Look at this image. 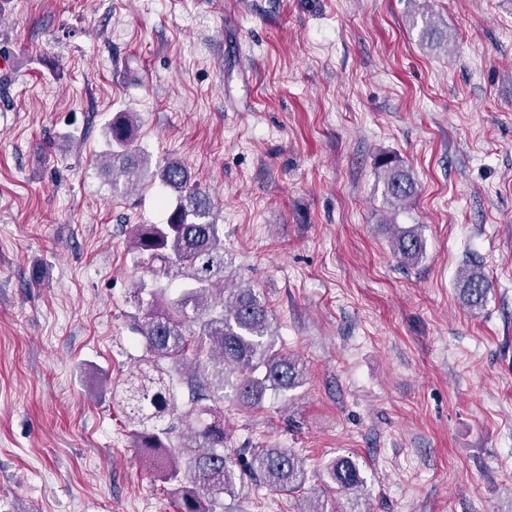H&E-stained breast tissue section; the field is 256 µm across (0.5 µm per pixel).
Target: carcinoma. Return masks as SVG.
Segmentation results:
<instances>
[{
    "mask_svg": "<svg viewBox=\"0 0 512 512\" xmlns=\"http://www.w3.org/2000/svg\"><path fill=\"white\" fill-rule=\"evenodd\" d=\"M133 125L128 112L107 125L112 163L103 169L137 180L147 156L135 145ZM375 166L390 206L406 208L417 192L409 170L388 154L378 157ZM154 178L175 193L176 204L164 223L136 225L130 249L153 277L181 276L187 284L173 300L151 292L139 330L142 365L120 388L134 446L149 469L176 486L178 512H224V496L233 494L246 476L270 491L298 492L305 468L294 451L246 448L236 458L224 454V398L255 405L268 390H292L303 384V364L276 347L270 310L259 291L224 287V228L206 191L179 163L164 165ZM391 247L401 263L414 265L424 244L417 228L397 226ZM458 277L467 305L482 307L492 281L481 266L470 264ZM186 364L194 370L186 382L190 397L183 403L171 368ZM171 414L188 423L187 435L176 444L170 430L157 425ZM327 472L342 492L363 485L359 464L350 456L333 459Z\"/></svg>",
    "mask_w": 512,
    "mask_h": 512,
    "instance_id": "carcinoma-1",
    "label": "carcinoma"
}]
</instances>
